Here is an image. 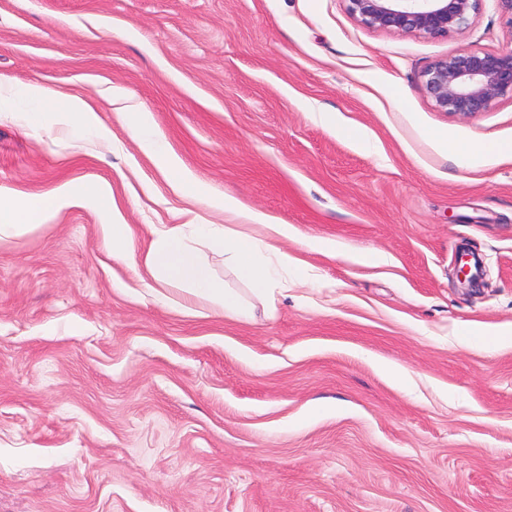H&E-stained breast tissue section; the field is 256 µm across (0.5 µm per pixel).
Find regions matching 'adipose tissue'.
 Returning <instances> with one entry per match:
<instances>
[{"instance_id": "ef3b65f1", "label": "adipose tissue", "mask_w": 512, "mask_h": 512, "mask_svg": "<svg viewBox=\"0 0 512 512\" xmlns=\"http://www.w3.org/2000/svg\"><path fill=\"white\" fill-rule=\"evenodd\" d=\"M434 139L445 152L467 163L488 157H512V140L474 147L455 141L445 131L436 133ZM76 199L92 207L114 203L112 190L105 185L78 188L65 183L48 194L0 192V238L32 231L45 224L52 211ZM246 219L262 226L263 236L243 234L233 224H180L157 236L145 256V265L158 284L174 285L204 298L232 318H251L253 308L249 297L273 298L293 268V259L277 243L294 237L295 231L288 225L272 223L259 212L247 213ZM201 244L223 254L225 263L232 266L237 278L247 286L249 297L218 286L212 269L197 250Z\"/></svg>"}]
</instances>
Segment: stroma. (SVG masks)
<instances>
[{
    "mask_svg": "<svg viewBox=\"0 0 512 512\" xmlns=\"http://www.w3.org/2000/svg\"><path fill=\"white\" fill-rule=\"evenodd\" d=\"M510 47L496 0L449 38L369 29L345 0H0V80L49 113L82 97L106 131L0 112V190L108 184L134 242L113 256L111 214L80 201L0 241V512H512V347L465 336L512 327V159L430 139L512 140V98L462 118L422 78ZM228 197L294 228L308 283L247 321L158 303L150 243L234 223ZM463 245L487 288L451 279ZM129 114V128L141 147L156 157L167 158L169 153L168 144L157 135L149 113L131 112ZM435 141L446 152L466 163H476L487 157H512V140L498 141L473 147L455 141L446 131L436 133Z\"/></svg>",
    "mask_w": 512,
    "mask_h": 512,
    "instance_id": "stroma-1",
    "label": "stroma"
}]
</instances>
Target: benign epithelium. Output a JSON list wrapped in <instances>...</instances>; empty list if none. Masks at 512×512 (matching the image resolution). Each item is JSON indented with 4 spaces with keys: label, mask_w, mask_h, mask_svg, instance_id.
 <instances>
[{
    "label": "benign epithelium",
    "mask_w": 512,
    "mask_h": 512,
    "mask_svg": "<svg viewBox=\"0 0 512 512\" xmlns=\"http://www.w3.org/2000/svg\"><path fill=\"white\" fill-rule=\"evenodd\" d=\"M349 13L363 26L384 32L447 38L466 28L483 0H346ZM424 90L439 112L470 117L489 111L512 96V48L469 50L433 61L423 72ZM473 252L462 250L453 270L464 288L479 286L470 273Z\"/></svg>",
    "instance_id": "benign-epithelium-1"
}]
</instances>
